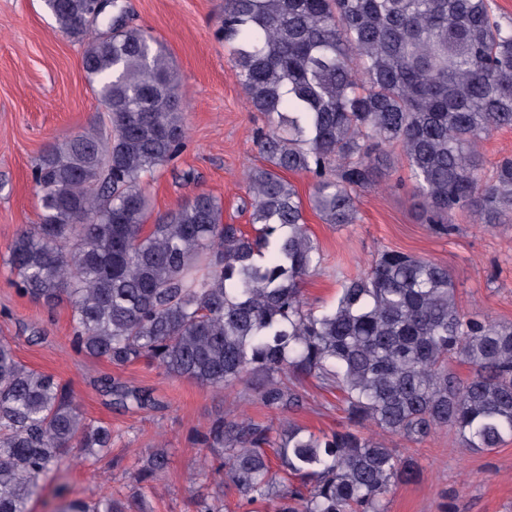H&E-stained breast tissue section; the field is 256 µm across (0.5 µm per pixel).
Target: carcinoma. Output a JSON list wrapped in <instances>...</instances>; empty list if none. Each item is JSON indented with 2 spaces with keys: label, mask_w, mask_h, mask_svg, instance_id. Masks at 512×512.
<instances>
[{
  "label": "carcinoma",
  "mask_w": 512,
  "mask_h": 512,
  "mask_svg": "<svg viewBox=\"0 0 512 512\" xmlns=\"http://www.w3.org/2000/svg\"><path fill=\"white\" fill-rule=\"evenodd\" d=\"M43 2L69 37L97 24L82 66L107 121L39 158L38 221L7 247L18 291L68 300L74 348L117 368L148 360L217 391L244 383L277 413L300 406L306 378L342 395L344 423L319 435L291 420L216 418L198 440L218 485L273 512H387L392 487L419 468L360 428L420 442L446 427L473 450L512 438V322L462 310L448 267L385 250L343 278L328 309L302 290L322 263L305 204L327 224L356 223L358 192L395 149L433 232L452 234L460 210L478 224L512 221V158L488 176L480 152L512 128L511 17L493 16L489 0H224L228 59L267 119L266 165L246 172V233L205 192L146 225L144 178L187 134L171 56L125 22L118 0L95 19L93 0ZM285 172L314 178L308 201ZM100 388L118 409L159 407L116 377ZM110 447L111 426L0 340V512H30L64 456ZM269 448L296 482L277 478ZM169 461L151 448L130 478L153 482ZM58 512H142V498L70 500Z\"/></svg>",
  "instance_id": "carcinoma-1"
}]
</instances>
